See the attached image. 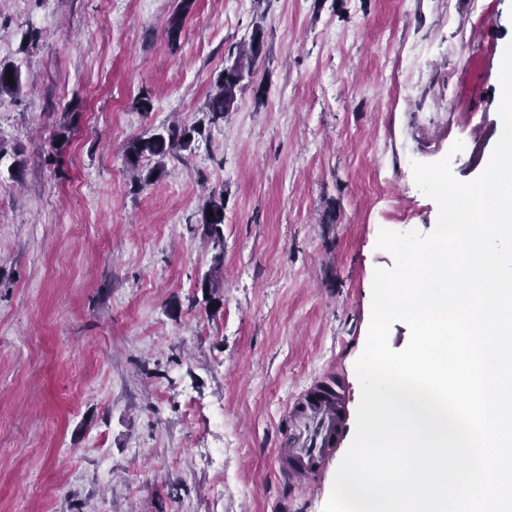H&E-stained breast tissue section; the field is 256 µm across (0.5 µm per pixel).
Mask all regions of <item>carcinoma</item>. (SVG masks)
Listing matches in <instances>:
<instances>
[{
    "label": "carcinoma",
    "instance_id": "carcinoma-1",
    "mask_svg": "<svg viewBox=\"0 0 512 512\" xmlns=\"http://www.w3.org/2000/svg\"><path fill=\"white\" fill-rule=\"evenodd\" d=\"M194 0H180L176 10L167 20V35L169 40H178L186 16L192 11ZM264 49L263 29L255 27L250 42L239 48L233 63L224 67L214 82L215 92L210 96L206 114L208 123L216 125L224 121L231 112L236 100L237 91L245 77V69L253 64ZM13 73V79L7 78V72ZM20 88V73L9 64H0V95L14 93ZM194 126L172 123L162 129L145 136L131 140L125 147V166L132 174L137 184L149 185L153 182L152 175H162L166 161L176 158L183 152L193 149L195 133ZM224 193L212 191L201 209L200 224L204 236L212 245V257L215 266H220L224 258Z\"/></svg>",
    "mask_w": 512,
    "mask_h": 512
}]
</instances>
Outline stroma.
Returning a JSON list of instances; mask_svg holds the SVG:
<instances>
[{
	"instance_id": "35a3bbf8",
	"label": "stroma",
	"mask_w": 512,
	"mask_h": 512,
	"mask_svg": "<svg viewBox=\"0 0 512 512\" xmlns=\"http://www.w3.org/2000/svg\"><path fill=\"white\" fill-rule=\"evenodd\" d=\"M178 2L0 0L21 76L0 95V512H323L395 264L379 230L436 226L412 162L467 182L495 148L512 0H195L174 44ZM175 120L201 126L194 151L134 184L127 143ZM214 189L218 268L196 222ZM335 379L336 452L290 482V403ZM264 49L263 29L258 26L249 43L239 48L233 63L224 67L214 82L215 92L210 96L206 114L208 123L216 125L224 122V117L231 112L237 91L245 77V69L250 67L262 54Z\"/></svg>"
}]
</instances>
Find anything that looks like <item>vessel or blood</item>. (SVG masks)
<instances>
[{
    "mask_svg": "<svg viewBox=\"0 0 512 512\" xmlns=\"http://www.w3.org/2000/svg\"><path fill=\"white\" fill-rule=\"evenodd\" d=\"M340 397V392L329 383L319 393L293 401L291 408L298 426L314 427L315 440L309 448L278 449V457L289 480L299 483L312 477L332 456L328 443L341 425L336 414V401Z\"/></svg>",
    "mask_w": 512,
    "mask_h": 512,
    "instance_id": "1",
    "label": "vessel or blood"
}]
</instances>
